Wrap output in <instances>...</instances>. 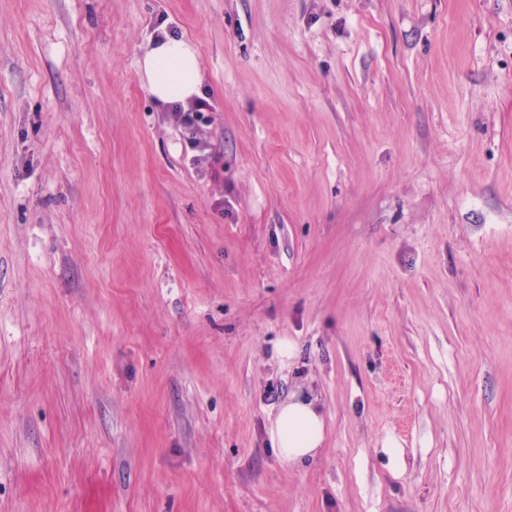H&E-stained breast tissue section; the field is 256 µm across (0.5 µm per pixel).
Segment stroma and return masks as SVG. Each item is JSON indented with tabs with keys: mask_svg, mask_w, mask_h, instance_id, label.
<instances>
[{
	"mask_svg": "<svg viewBox=\"0 0 512 512\" xmlns=\"http://www.w3.org/2000/svg\"><path fill=\"white\" fill-rule=\"evenodd\" d=\"M0 512H512V0H0ZM138 67L150 94L159 103H183L168 105L167 119L180 130L187 156L194 153L190 156L192 164L206 162L204 127L211 121L206 112H212V105L207 97H195L200 95L203 82L195 46L184 39L155 41L140 58ZM320 407L308 397L283 403L272 427V442L279 458L297 463L317 456L324 441Z\"/></svg>",
	"mask_w": 512,
	"mask_h": 512,
	"instance_id": "obj_1",
	"label": "stroma"
}]
</instances>
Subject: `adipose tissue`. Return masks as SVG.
<instances>
[{"instance_id":"ef3b65f1","label":"adipose tissue","mask_w":512,"mask_h":512,"mask_svg":"<svg viewBox=\"0 0 512 512\" xmlns=\"http://www.w3.org/2000/svg\"><path fill=\"white\" fill-rule=\"evenodd\" d=\"M152 97L159 103L187 102L200 95L203 82L199 54L184 39L153 42L138 62ZM324 419L320 407L303 397L283 403L272 427V442L286 463L315 458L324 441Z\"/></svg>"}]
</instances>
